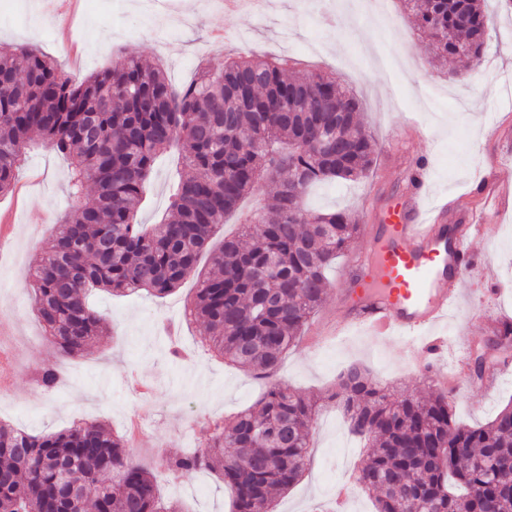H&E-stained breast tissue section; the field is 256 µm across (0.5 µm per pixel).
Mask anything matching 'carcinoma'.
Masks as SVG:
<instances>
[{"label": "carcinoma", "instance_id": "obj_1", "mask_svg": "<svg viewBox=\"0 0 512 512\" xmlns=\"http://www.w3.org/2000/svg\"><path fill=\"white\" fill-rule=\"evenodd\" d=\"M429 41L432 62H483L487 0H401ZM345 106L339 113L336 107ZM359 100L318 73L290 77L253 56L204 67L182 89L163 68L133 57L76 83L34 46L0 45V196L16 186L32 135L70 161L77 207L31 269L34 310L63 353L103 332L87 303L93 288L164 297L196 271L215 229L266 178L274 202L249 216L212 254L190 314L209 349L260 378L278 371L326 295V271L359 233L344 211L313 214L309 191L352 181L374 163L376 143L358 121ZM175 150L190 175L169 196L164 222H136L156 158ZM93 187L92 197L85 195ZM40 387L57 389L43 368ZM350 430L371 445L354 472L376 512L406 501L440 512H512L494 482L512 466V402L487 423H459L442 394L397 396L353 365L336 382ZM316 404L273 384L254 408L215 425L206 445L164 460L172 474L209 471L231 512H273L309 460ZM233 456L224 458V450ZM180 512L158 499L153 475L131 464L123 437L96 423L34 435L0 422V512Z\"/></svg>", "mask_w": 512, "mask_h": 512}]
</instances>
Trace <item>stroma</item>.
Masks as SVG:
<instances>
[{
    "label": "stroma",
    "mask_w": 512,
    "mask_h": 512,
    "mask_svg": "<svg viewBox=\"0 0 512 512\" xmlns=\"http://www.w3.org/2000/svg\"><path fill=\"white\" fill-rule=\"evenodd\" d=\"M270 2L273 12L255 20L225 16L217 0H166L156 18L143 11L141 0H78L72 12L58 10L51 0H0V42L36 43L77 82L128 55L164 64L177 88L193 78L199 63L217 69L227 59L251 55L287 57L294 75L335 78L357 93L360 121L377 152L367 178L319 185L306 204L347 211L363 227L384 223L390 210L404 205L409 177L423 158L432 166L426 194L447 203L446 221L453 225L466 223L483 206L477 186L487 170L512 187V97L502 91L512 77V6L491 0L484 62L452 80L447 68L431 65L426 41L398 0H388L384 23L362 8V0ZM285 26L292 32L286 50L280 47ZM181 171L176 152L157 157L139 222L162 221ZM69 172L64 157L32 141L14 191L0 196V345L11 346L17 361L13 389L0 392V420L42 434L78 421L98 422L123 436L129 418L144 412L145 425L128 448L134 463L155 472L160 497L181 502L186 512H230V495L215 474L174 476L158 466L172 452L202 447L214 423L253 405L268 386L201 348V325L184 319L195 278L163 298L93 291L89 302L108 331L78 356L59 351L33 312L28 271L49 247L60 217L74 207ZM364 245L357 238L328 271L325 301L277 377L289 390L317 398L319 407L308 468L276 497L274 512H321L333 505L337 485L348 481L367 453L360 444L349 458L341 456L348 423L331 393L344 367L362 364L398 395L435 391L426 360L405 358L395 338L350 331L315 340L343 316L349 263ZM471 250L478 273L460 284L461 314L433 334L451 343L452 382L442 391L457 420L474 426L512 402V343L494 335L500 322H512V210L494 214ZM479 352L497 365L495 384L454 387ZM45 367L63 375L55 392H43L36 381Z\"/></svg>",
    "instance_id": "35a3bbf8"
}]
</instances>
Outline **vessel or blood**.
I'll use <instances>...</instances> for the list:
<instances>
[{"label":"vessel or blood","instance_id":"1","mask_svg":"<svg viewBox=\"0 0 512 512\" xmlns=\"http://www.w3.org/2000/svg\"><path fill=\"white\" fill-rule=\"evenodd\" d=\"M428 177L427 164H420L412 176L416 188L403 211L377 225L365 250L353 257L352 267L368 266L375 276L342 295L348 316L337 325L336 335L355 328L400 338L411 359L427 351L441 355L442 346L427 347L426 335L458 303L457 283L476 266L470 241L483 234L485 216L475 214L469 223L448 228L444 206L422 205Z\"/></svg>","mask_w":512,"mask_h":512}]
</instances>
